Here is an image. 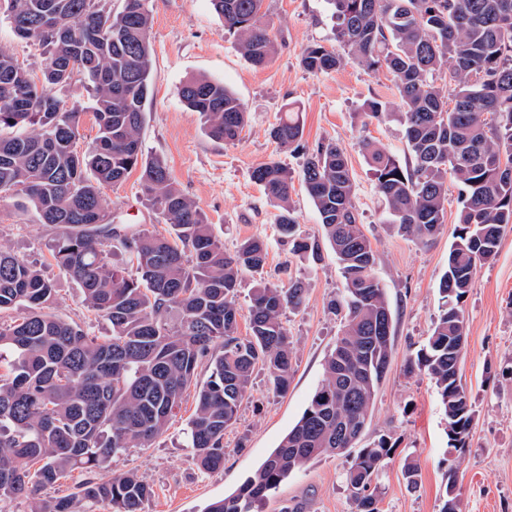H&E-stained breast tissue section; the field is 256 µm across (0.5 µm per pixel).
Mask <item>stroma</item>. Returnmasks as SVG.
<instances>
[{
    "mask_svg": "<svg viewBox=\"0 0 512 512\" xmlns=\"http://www.w3.org/2000/svg\"><path fill=\"white\" fill-rule=\"evenodd\" d=\"M277 52L265 67H253L234 36L225 33L210 0H149L152 17L153 101L141 131L146 153L163 156L180 188L205 211L215 237L226 251L258 236L268 244L262 274L244 273L235 303L241 334L249 332L251 292L257 279L270 283L300 278L308 293L298 311L286 312L292 338L293 371L286 392H273L263 371L253 376L237 423L224 435V466L202 472L191 462L184 431L195 410L185 396L168 429L150 447L134 448L113 458L100 471H135L154 488L145 512H204L256 469L300 418L321 385L324 364L340 329L330 300L344 292V279L330 246L317 262L293 255L277 229V209L251 178L261 163L277 160L300 173L305 153L318 142L336 143L354 176V205L376 254L394 325L392 354L360 440L369 446L386 436L393 453L377 479L380 512H440L448 471V435L443 405L429 376L410 368L409 360L430 335L440 313L439 280L447 267L456 232L457 186L448 191V215L429 244L402 235L390 222L384 201L365 162L363 145H382L399 161L409 159L402 104L385 72L366 70L346 58L337 70L313 74L300 64L302 50L313 43L333 46V8L329 0H266ZM205 76L224 83L245 104L250 120L239 141L219 144L204 129L199 113L188 111L178 91L183 83ZM388 104L392 118L362 115L365 99ZM297 107L303 118L300 148L280 146L270 135L281 112ZM112 221L129 230H154L158 217L141 199L137 174L107 190ZM53 225L9 202L0 206V247L36 263L54 280L50 311L85 331L105 336L108 322L83 302L78 286L60 272L50 245ZM466 350L460 377L475 406L468 445L461 456L458 489L463 512H512V229L496 256L478 269L463 303ZM420 467L416 489L403 475L406 460ZM351 455H325L285 480L257 512H284L303 504L305 512H355L344 473Z\"/></svg>",
    "mask_w": 512,
    "mask_h": 512,
    "instance_id": "1",
    "label": "stroma"
}]
</instances>
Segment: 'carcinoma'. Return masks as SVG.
<instances>
[{"mask_svg":"<svg viewBox=\"0 0 512 512\" xmlns=\"http://www.w3.org/2000/svg\"><path fill=\"white\" fill-rule=\"evenodd\" d=\"M7 0L16 36L43 50L40 73L0 47V185L40 223L59 233L56 266L80 288L83 301L112 327L96 336L49 312L54 283L0 247V498L33 501L31 512H143L153 488L134 472L96 478L111 458L146 448L163 434L195 388L196 409L186 447L202 471L224 467V432L236 424L257 366L284 392L293 345L281 320L305 300L308 285L259 283L250 333L238 331L234 295L241 275L265 264L266 242L249 237L232 253L213 235L203 209L185 195L166 159L145 153L140 132L152 100L151 29L147 0ZM224 29L255 67L275 54L265 0H210ZM336 48L312 44L301 64L312 73L340 68L346 50L367 70L391 77L413 164L381 146L364 145L365 162L398 231L429 243L445 223L448 179L461 186L456 236L439 281L440 314L411 365L433 380L448 419V453L466 447L474 408L455 365L464 356L462 304L478 268L512 228V0H330ZM81 81L92 91L90 112L61 94ZM200 113L210 138L232 143L248 122L244 103L223 83L193 78L179 89ZM387 104L363 102L369 118ZM91 115L97 135L82 152L80 124ZM299 113H284L271 136L282 147L302 139ZM139 171L145 203L167 226L127 231L112 223L105 189ZM253 180L278 207L277 227L293 252L320 259L319 247L295 236L294 176L271 160ZM325 238L345 279L330 301L342 328L324 365V379L298 421L268 457L204 512H253L309 461L362 437L388 368L393 318L375 273L376 255L353 205L354 180L344 152L319 143L301 174ZM136 261V274L115 264ZM207 364L208 379L197 381ZM384 435L360 449L346 472L356 512H380L372 484L390 458ZM87 478L76 491L49 499L39 491L72 470ZM457 465H448L440 512H462Z\"/></svg>","mask_w":512,"mask_h":512,"instance_id":"obj_1","label":"carcinoma"}]
</instances>
